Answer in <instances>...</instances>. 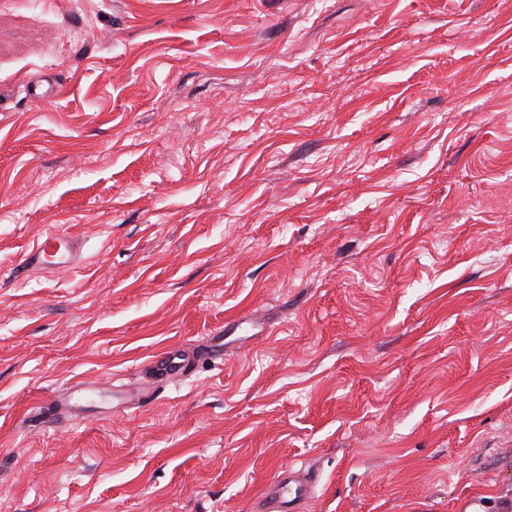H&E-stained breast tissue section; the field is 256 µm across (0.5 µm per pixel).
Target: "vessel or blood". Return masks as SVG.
<instances>
[{
	"instance_id": "vessel-or-blood-1",
	"label": "vessel or blood",
	"mask_w": 512,
	"mask_h": 512,
	"mask_svg": "<svg viewBox=\"0 0 512 512\" xmlns=\"http://www.w3.org/2000/svg\"><path fill=\"white\" fill-rule=\"evenodd\" d=\"M81 242L75 235L60 232L42 234L25 253L22 265L29 271L53 272L70 268L80 261ZM236 319L225 321L222 330L212 332L203 352L169 347L146 364L147 387L126 393L127 401L138 406L150 403L158 386L182 380L191 375L198 357L213 360L224 357V340L239 329ZM314 475L290 469L279 470L255 500V512H308L317 499Z\"/></svg>"
}]
</instances>
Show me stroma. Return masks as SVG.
<instances>
[{
	"instance_id": "stroma-1",
	"label": "stroma",
	"mask_w": 512,
	"mask_h": 512,
	"mask_svg": "<svg viewBox=\"0 0 512 512\" xmlns=\"http://www.w3.org/2000/svg\"><path fill=\"white\" fill-rule=\"evenodd\" d=\"M48 231L79 267L17 272ZM233 318L151 405L27 423ZM288 467L312 512L512 500V0H0V512ZM241 322L238 319H230L224 322V328L219 331L212 332L207 336L205 348L203 351L204 358L212 360H223L224 358V340L227 336H231L239 329ZM225 335V336H224Z\"/></svg>"
}]
</instances>
